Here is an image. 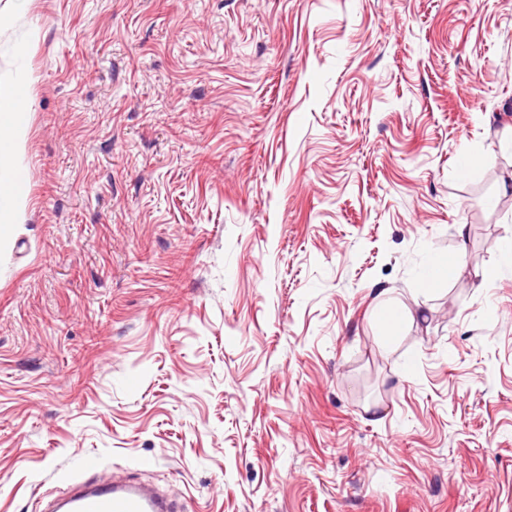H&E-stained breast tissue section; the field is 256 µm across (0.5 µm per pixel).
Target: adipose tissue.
I'll return each mask as SVG.
<instances>
[{
    "label": "adipose tissue",
    "instance_id": "ef3b65f1",
    "mask_svg": "<svg viewBox=\"0 0 512 512\" xmlns=\"http://www.w3.org/2000/svg\"><path fill=\"white\" fill-rule=\"evenodd\" d=\"M23 101L0 86V243L8 241L21 221L23 200L17 175L24 166L23 144L27 136Z\"/></svg>",
    "mask_w": 512,
    "mask_h": 512
}]
</instances>
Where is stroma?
Masks as SVG:
<instances>
[{
    "mask_svg": "<svg viewBox=\"0 0 512 512\" xmlns=\"http://www.w3.org/2000/svg\"><path fill=\"white\" fill-rule=\"evenodd\" d=\"M0 83V512H512V0H0ZM23 105L21 98L0 83V245L9 240L15 225L22 223L17 174L24 167L28 126L25 113L17 111ZM406 319V312L401 306L393 302V300L387 299L381 302L380 314L378 321L380 327L387 339H395L398 337L401 329V325ZM40 512H179L151 487L124 479L78 482L42 501Z\"/></svg>",
    "mask_w": 512,
    "mask_h": 512,
    "instance_id": "35a3bbf8",
    "label": "stroma"
}]
</instances>
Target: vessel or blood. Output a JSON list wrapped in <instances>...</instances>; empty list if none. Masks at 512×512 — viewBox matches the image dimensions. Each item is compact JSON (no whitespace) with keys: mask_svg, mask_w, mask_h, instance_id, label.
Wrapping results in <instances>:
<instances>
[{"mask_svg":"<svg viewBox=\"0 0 512 512\" xmlns=\"http://www.w3.org/2000/svg\"><path fill=\"white\" fill-rule=\"evenodd\" d=\"M40 512H179L151 487L124 479L78 482L43 502Z\"/></svg>","mask_w":512,"mask_h":512,"instance_id":"obj_1","label":"vessel or blood"}]
</instances>
